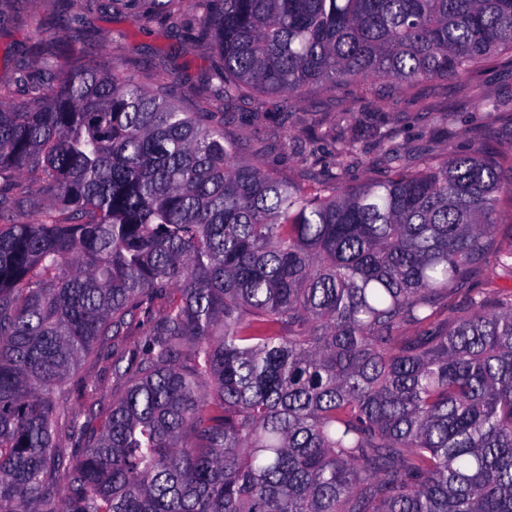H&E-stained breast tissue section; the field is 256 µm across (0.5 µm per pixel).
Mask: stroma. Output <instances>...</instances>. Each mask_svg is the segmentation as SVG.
<instances>
[{
	"label": "stroma",
	"mask_w": 512,
	"mask_h": 512,
	"mask_svg": "<svg viewBox=\"0 0 512 512\" xmlns=\"http://www.w3.org/2000/svg\"><path fill=\"white\" fill-rule=\"evenodd\" d=\"M201 25L199 10L186 6L166 19L158 16L154 0H113L107 8L74 9L64 19L52 0H30L24 10L0 15V82L40 79L36 68L17 69L37 43H76L91 61L111 51L114 67L147 87L166 82L193 111L210 103L208 77L220 62L213 46L198 39ZM476 81L485 95L506 101V109L488 115L451 81L420 86L411 102L398 100L384 84L357 101L345 85L316 88L292 102L252 90L225 107L224 135L247 143L248 160L298 183L310 171L334 172L337 140L358 138L346 177L360 184L387 176L379 128L393 130L402 153L420 167L442 161L451 145L463 153L511 146L512 67L502 60L488 64ZM451 108L456 117L449 125L440 115Z\"/></svg>",
	"instance_id": "stroma-1"
}]
</instances>
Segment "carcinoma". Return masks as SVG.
Segmentation results:
<instances>
[{
	"label": "carcinoma",
	"instance_id": "cac0c4a2",
	"mask_svg": "<svg viewBox=\"0 0 512 512\" xmlns=\"http://www.w3.org/2000/svg\"><path fill=\"white\" fill-rule=\"evenodd\" d=\"M192 2L220 104L478 95L512 55V0ZM33 58L56 86L0 84V182L35 183L0 188V512H512V289L470 286L512 278V148L305 187L166 86ZM112 361L110 359L89 360L81 365L75 380L80 377L90 376L97 380L100 385V390L96 395L91 397L82 396L78 401L76 407L81 410L87 409L92 404L107 403L112 398Z\"/></svg>",
	"mask_w": 512,
	"mask_h": 512
}]
</instances>
